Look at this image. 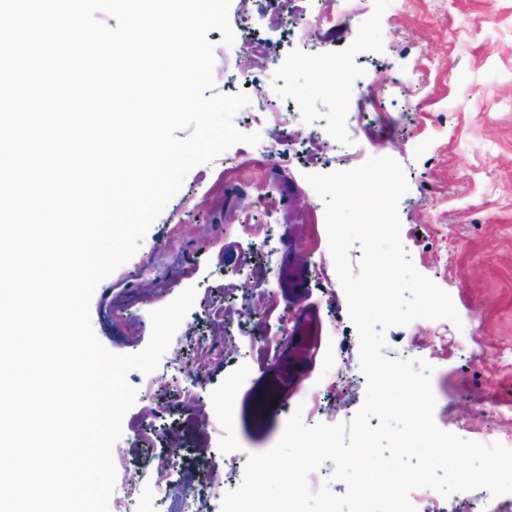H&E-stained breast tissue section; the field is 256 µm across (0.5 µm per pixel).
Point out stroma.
<instances>
[{
	"label": "stroma",
	"mask_w": 512,
	"mask_h": 512,
	"mask_svg": "<svg viewBox=\"0 0 512 512\" xmlns=\"http://www.w3.org/2000/svg\"><path fill=\"white\" fill-rule=\"evenodd\" d=\"M320 2L291 0L290 12L306 19L292 31L278 21L280 0L240 4L255 38L279 56L313 42L352 55L347 72L323 74L310 62L290 67L286 79L306 115L284 102L263 112L260 141L287 172L286 186L265 194L259 179L225 185L226 162L247 165L257 155L258 146L233 145L187 174L137 253L92 295L96 337L108 351L130 355L149 343L151 312L187 287L197 291L157 368L126 376L137 394L113 453L137 474L112 495L127 496L133 512H170L174 487L189 489L194 512H221L222 496L242 482L248 454L280 439L287 420L281 402L302 406L308 425L347 424L361 409L366 387L344 291L312 272L332 263L325 222L308 237L289 225L283 247L294 265L278 271L255 255L249 227L275 223L293 197L319 203L306 174L350 170L373 157L401 165L408 183L398 204L402 243L417 270L450 294L462 320L449 326L448 345L437 352L424 345L432 321L390 328L384 353L402 359L412 344L415 358L432 366L438 428L512 448V0H453L444 16L428 12L425 0H338L325 23L317 20ZM352 14L363 25H352ZM207 38L215 93L242 91L253 100L273 90L277 74L263 70L250 50L225 45L217 30ZM425 59L433 67L419 71ZM397 72L405 79L395 84ZM361 81L384 90L397 141L358 129ZM331 116L341 140L307 139L308 121ZM244 257L253 284L271 290L297 321L316 317L336 330L318 340L294 336L281 354L268 356L263 346L279 333L270 317L241 338L236 358L210 364L205 392L183 404L195 343L220 334L210 310L224 297V267ZM342 363L351 380L340 401L327 381ZM228 400L237 408L231 418L224 415ZM409 498L418 512H512V494L482 497L474 511L428 488Z\"/></svg>",
	"instance_id": "stroma-1"
}]
</instances>
